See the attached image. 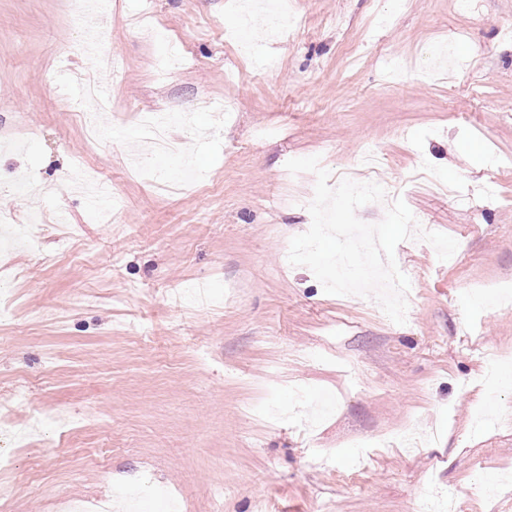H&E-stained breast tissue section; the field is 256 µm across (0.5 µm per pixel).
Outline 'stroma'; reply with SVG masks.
<instances>
[{
  "label": "stroma",
  "mask_w": 512,
  "mask_h": 512,
  "mask_svg": "<svg viewBox=\"0 0 512 512\" xmlns=\"http://www.w3.org/2000/svg\"><path fill=\"white\" fill-rule=\"evenodd\" d=\"M0 0V512H414L430 491L512 512V0ZM477 55L438 74L442 47ZM141 112L190 115L137 178ZM375 182L464 259L395 249L405 324L285 263L315 176ZM71 182H55L57 172ZM469 193L451 199L447 187ZM67 210L68 226L55 221ZM45 419L32 425L28 405Z\"/></svg>",
  "instance_id": "obj_1"
}]
</instances>
